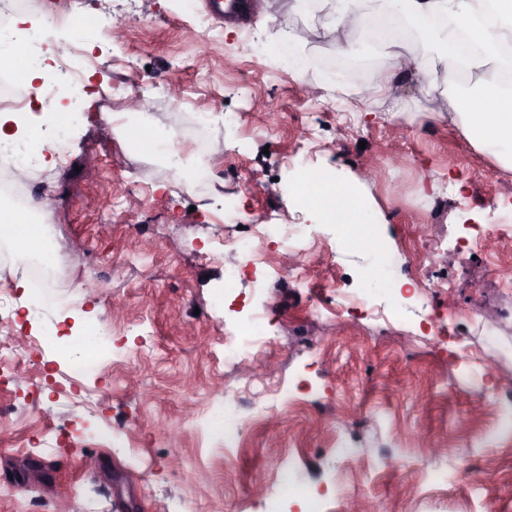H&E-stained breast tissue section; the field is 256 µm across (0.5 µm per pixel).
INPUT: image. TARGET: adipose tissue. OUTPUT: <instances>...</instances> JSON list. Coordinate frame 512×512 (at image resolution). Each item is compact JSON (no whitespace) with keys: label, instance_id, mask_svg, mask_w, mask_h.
Segmentation results:
<instances>
[{"label":"adipose tissue","instance_id":"ef3b65f1","mask_svg":"<svg viewBox=\"0 0 512 512\" xmlns=\"http://www.w3.org/2000/svg\"><path fill=\"white\" fill-rule=\"evenodd\" d=\"M314 3L326 19L323 35L336 55L354 54L355 43L346 32L357 19L362 0ZM384 15L391 23L407 25L415 32L425 51L410 56L394 50V40L386 30L365 31V42L391 50V63L376 73L369 98H390L406 79L418 82L429 93L445 87L447 112L459 123L466 139L512 169V91H504L497 81L499 73H512V0H384ZM308 39L304 30L283 33L266 42L265 54L269 59L287 62L295 76H302L309 62L301 47ZM0 58L9 62L19 80L47 78L42 63L13 34H0ZM464 76L479 84L475 100L467 101L456 94ZM294 186L297 198L316 223L367 227L374 222L372 211L359 198L354 184L329 171L298 173Z\"/></svg>","mask_w":512,"mask_h":512}]
</instances>
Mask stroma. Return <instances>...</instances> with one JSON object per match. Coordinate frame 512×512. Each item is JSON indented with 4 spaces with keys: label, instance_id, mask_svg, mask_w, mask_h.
<instances>
[{
    "label": "stroma",
    "instance_id": "stroma-1",
    "mask_svg": "<svg viewBox=\"0 0 512 512\" xmlns=\"http://www.w3.org/2000/svg\"><path fill=\"white\" fill-rule=\"evenodd\" d=\"M196 4L189 14L179 0H28L24 21L47 47L69 41L76 13L120 27L90 45L89 95L66 158L17 174L43 185L50 206L41 215L61 257L46 275L53 304L26 317L36 267L30 254L0 249V337L14 344L0 362V512H58L78 497L94 512H178L188 496L200 512H241L287 457L324 491L325 512L353 501L360 512H464L489 487L499 490L494 512H512V430L495 401L512 393V286L499 281L512 275V234L490 230L512 212V170L447 116L426 117L420 84L351 111L389 64L386 52L340 88L318 67L298 78L269 59L252 63L246 46L286 28L310 30L305 55L333 58L323 20L302 0H284L271 19L254 9L232 32L207 0ZM111 88L108 104L101 93ZM133 97L149 102L143 121L175 136L208 113V186L184 188L176 167L129 151L106 115ZM307 169L350 180L379 215L410 311L345 313L364 293L369 257L340 249L335 226L315 227L306 258L263 241L264 258L303 267L307 285L273 279L257 297L250 280L239 282L235 309L269 313L271 342L258 359L271 369L224 365L235 319L214 313L210 299L236 256L218 241L255 224L309 223L293 199L295 175ZM224 205L239 222L219 223ZM93 260L90 290L77 271ZM315 303L323 318L311 314ZM90 312L117 345L97 374L34 346L55 325L76 338ZM283 378L292 403L247 425L239 446L227 453L200 441L195 424L225 388L246 394ZM108 424L126 430L112 447L79 436L80 426ZM439 462L443 481L433 477ZM30 486L40 491L34 504L18 495Z\"/></svg>",
    "mask_w": 512,
    "mask_h": 512
}]
</instances>
